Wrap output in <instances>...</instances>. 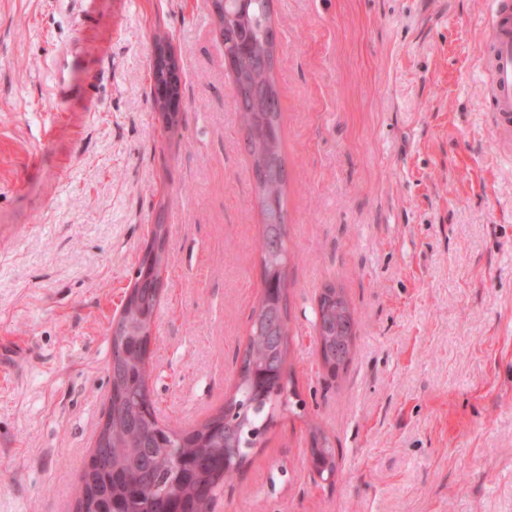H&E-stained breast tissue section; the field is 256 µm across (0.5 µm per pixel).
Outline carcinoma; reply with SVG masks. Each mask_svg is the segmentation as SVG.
<instances>
[{
	"label": "carcinoma",
	"mask_w": 512,
	"mask_h": 512,
	"mask_svg": "<svg viewBox=\"0 0 512 512\" xmlns=\"http://www.w3.org/2000/svg\"><path fill=\"white\" fill-rule=\"evenodd\" d=\"M237 30L224 37V57L234 71L253 76L236 93L243 127L250 129L247 151L260 200L263 236L259 243L265 276L263 293L241 360L235 412L212 416L201 426L178 433L145 415L149 396L148 369L142 356V333L151 327L160 304L152 293H139V304L127 301L120 314L123 350L112 365V427L105 455L108 469L84 465L77 512H205L224 483L234 478L246 458L245 449L265 428L264 408L282 396L288 355V310L284 295L286 274L279 265L286 252L284 237L285 188L279 178L281 146L280 90L274 73H264V52L277 40L270 19V0H242L235 11ZM333 285L325 286L318 301L317 343L326 362L345 347L351 358L356 331L354 311L347 299L333 300ZM311 453L319 474L336 471V449L326 436L313 432Z\"/></svg>",
	"instance_id": "obj_1"
}]
</instances>
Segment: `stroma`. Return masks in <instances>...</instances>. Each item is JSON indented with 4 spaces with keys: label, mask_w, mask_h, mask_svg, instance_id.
I'll use <instances>...</instances> for the list:
<instances>
[{
    "label": "stroma",
    "mask_w": 512,
    "mask_h": 512,
    "mask_svg": "<svg viewBox=\"0 0 512 512\" xmlns=\"http://www.w3.org/2000/svg\"><path fill=\"white\" fill-rule=\"evenodd\" d=\"M291 382L212 512H512V155L483 110L492 0H272ZM182 109L150 94L154 42ZM76 89L48 95L57 74ZM170 227L149 388L188 430L235 393L263 219L210 0H0V512H74L111 332ZM329 283L356 313L330 375ZM336 450L323 480L311 426ZM153 77L157 83L167 91V96L161 100L164 119L173 116V112H179L180 98L177 95L179 86L180 68L175 55L164 45L157 44L153 51Z\"/></svg>",
    "instance_id": "1"
}]
</instances>
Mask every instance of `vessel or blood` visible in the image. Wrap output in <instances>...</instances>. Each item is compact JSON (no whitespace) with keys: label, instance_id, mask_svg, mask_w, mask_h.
Here are the masks:
<instances>
[{"label":"vessel or blood","instance_id":"b4317fda","mask_svg":"<svg viewBox=\"0 0 512 512\" xmlns=\"http://www.w3.org/2000/svg\"><path fill=\"white\" fill-rule=\"evenodd\" d=\"M494 14L484 44L491 91L485 102L501 147L512 151V0H493Z\"/></svg>","mask_w":512,"mask_h":512}]
</instances>
